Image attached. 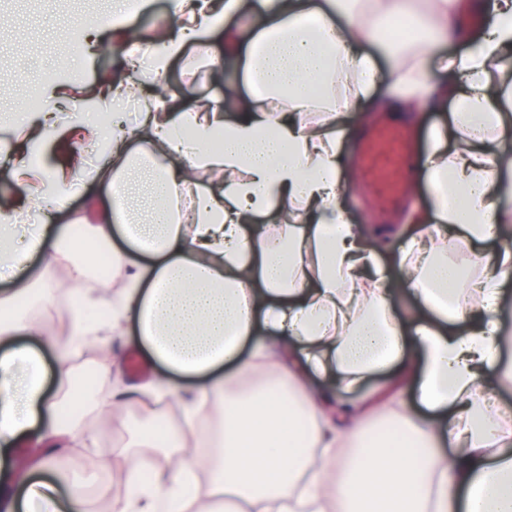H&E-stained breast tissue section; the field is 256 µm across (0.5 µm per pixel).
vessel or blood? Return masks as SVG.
Instances as JSON below:
<instances>
[{
    "instance_id": "b4317fda",
    "label": "vessel or blood",
    "mask_w": 512,
    "mask_h": 512,
    "mask_svg": "<svg viewBox=\"0 0 512 512\" xmlns=\"http://www.w3.org/2000/svg\"><path fill=\"white\" fill-rule=\"evenodd\" d=\"M414 147L413 138L402 127L386 123L372 126L361 136L356 176L383 207L402 201L405 183L400 172L415 160Z\"/></svg>"
}]
</instances>
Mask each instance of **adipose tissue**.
Listing matches in <instances>:
<instances>
[{"instance_id": "ef3b65f1", "label": "adipose tissue", "mask_w": 512, "mask_h": 512, "mask_svg": "<svg viewBox=\"0 0 512 512\" xmlns=\"http://www.w3.org/2000/svg\"><path fill=\"white\" fill-rule=\"evenodd\" d=\"M351 2L168 0L163 35L132 46L142 73L156 83L180 61L223 77L233 62L247 93L225 80L219 105L154 95L130 118L134 79L109 78L95 104L111 168L10 163L11 178L34 190L0 208V273L14 279L0 291V512H88L84 486L62 478L55 460L99 443L91 422L63 414L66 344L24 307L36 296L35 257L69 267L73 341L105 342L132 322L133 346L161 366L126 384L102 362L98 381L112 387L116 411L149 400L161 412L167 398L183 407L164 434L130 428L124 512H195L204 493L211 512H333L337 503L344 512H512V419L489 397L512 379L500 314L512 279V0H482L486 22L472 31L458 26L465 0ZM401 16L453 32L461 48L382 39L383 24ZM218 31L215 54L207 44ZM373 44L387 71L365 53ZM382 81L404 109L451 107L429 135L428 209L396 228L404 242L392 255L339 202L349 120H365ZM44 91L24 138L71 127L63 88ZM97 181L110 204L96 223L46 227ZM116 227L127 249L113 244ZM452 238L466 262L449 260ZM102 252L108 280L97 273ZM394 268L418 315L392 314ZM376 374L383 381L370 386ZM215 400L222 432L198 429ZM380 412L400 432L373 447L364 428Z\"/></svg>"}]
</instances>
